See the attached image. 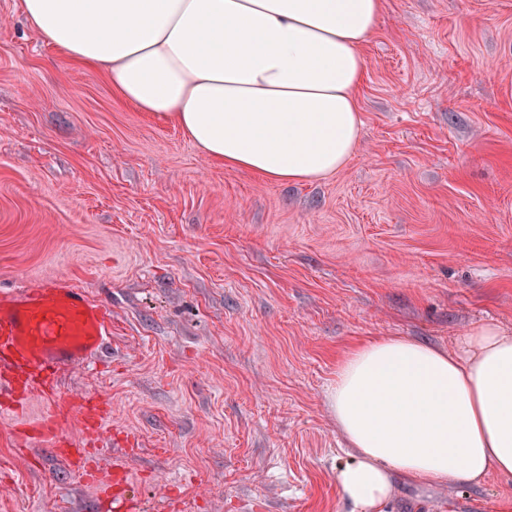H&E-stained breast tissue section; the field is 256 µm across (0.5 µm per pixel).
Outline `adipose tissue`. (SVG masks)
<instances>
[{"label":"adipose tissue","instance_id":"adipose-tissue-1","mask_svg":"<svg viewBox=\"0 0 512 512\" xmlns=\"http://www.w3.org/2000/svg\"><path fill=\"white\" fill-rule=\"evenodd\" d=\"M68 60L181 130L211 159L281 182L340 171L360 139L363 46L382 0H22ZM331 407L350 459L336 487L383 512L392 480L512 477V332L488 323L451 353L405 336L340 362Z\"/></svg>","mask_w":512,"mask_h":512}]
</instances>
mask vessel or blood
I'll use <instances>...</instances> for the list:
<instances>
[{
  "label": "vessel or blood",
  "instance_id": "obj_1",
  "mask_svg": "<svg viewBox=\"0 0 512 512\" xmlns=\"http://www.w3.org/2000/svg\"><path fill=\"white\" fill-rule=\"evenodd\" d=\"M111 334L106 310L67 276L0 291V370L12 373L25 391L54 399L59 373L100 355ZM54 426L52 417H45L37 434L52 453L66 455Z\"/></svg>",
  "mask_w": 512,
  "mask_h": 512
}]
</instances>
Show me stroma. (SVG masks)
<instances>
[{
  "instance_id": "stroma-1",
  "label": "stroma",
  "mask_w": 512,
  "mask_h": 512,
  "mask_svg": "<svg viewBox=\"0 0 512 512\" xmlns=\"http://www.w3.org/2000/svg\"><path fill=\"white\" fill-rule=\"evenodd\" d=\"M336 174L229 168L121 103L0 0V287L61 273L112 314L56 383L75 450L0 419V512H352L329 394L359 341L512 328V0H383ZM105 405L101 440L80 406ZM512 478L396 481L384 512H501Z\"/></svg>"
}]
</instances>
